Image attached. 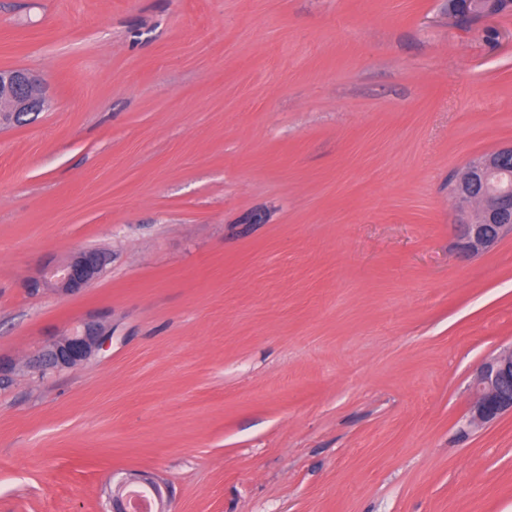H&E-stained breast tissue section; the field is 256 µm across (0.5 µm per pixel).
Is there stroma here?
<instances>
[{
	"instance_id": "stroma-1",
	"label": "stroma",
	"mask_w": 512,
	"mask_h": 512,
	"mask_svg": "<svg viewBox=\"0 0 512 512\" xmlns=\"http://www.w3.org/2000/svg\"><path fill=\"white\" fill-rule=\"evenodd\" d=\"M0 355L95 313L90 360L0 385V512H512V236L453 246L448 183L512 145V14L451 0H0ZM78 249L79 294L29 292ZM512 0H452L453 10L461 16L474 14L480 7L485 17H497L505 13H511ZM33 76L0 70V127L21 126L33 121L48 107L42 93L32 88ZM31 88L29 94L23 92ZM25 117V119H23ZM109 261L107 253L79 250L73 252L59 269H48L49 265H46L38 276L30 280L28 288L53 290L62 295L75 294L94 282ZM467 429H478L512 413V349L485 361L471 381ZM140 487L147 490L152 496L156 512H170L168 500H165L163 488L165 485L157 477L149 473H129L109 484L103 490L106 499V511L130 512L131 489Z\"/></svg>"
}]
</instances>
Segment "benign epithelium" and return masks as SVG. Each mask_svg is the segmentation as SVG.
I'll list each match as a JSON object with an SVG mask.
<instances>
[{
  "label": "benign epithelium",
  "instance_id": "1",
  "mask_svg": "<svg viewBox=\"0 0 512 512\" xmlns=\"http://www.w3.org/2000/svg\"><path fill=\"white\" fill-rule=\"evenodd\" d=\"M453 10L468 16L482 10L485 17L512 11V0H452ZM33 76L0 70V127L21 126L33 121L48 107L36 90L24 93ZM512 158V146L473 161L454 188L458 211L464 215L456 225V244L467 255H478L512 235V169L504 167ZM110 257L103 252L79 250L58 269L43 268L28 287L71 295L87 288L102 273ZM112 338V329L98 316L89 315L38 344L27 358L16 363L0 357V382L30 370L43 377L69 369L92 358ZM512 413V349L485 361L471 381V401L465 427L478 429L502 414ZM140 487L152 496L156 512H170L163 495L165 485L149 473H129L103 490L106 512H130L131 489Z\"/></svg>",
  "mask_w": 512,
  "mask_h": 512
}]
</instances>
